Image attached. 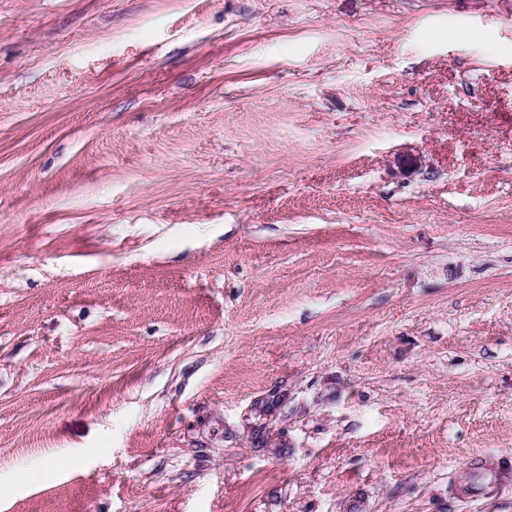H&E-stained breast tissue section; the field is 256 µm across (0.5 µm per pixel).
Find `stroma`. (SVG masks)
<instances>
[{"instance_id":"1","label":"stroma","mask_w":512,"mask_h":512,"mask_svg":"<svg viewBox=\"0 0 512 512\" xmlns=\"http://www.w3.org/2000/svg\"><path fill=\"white\" fill-rule=\"evenodd\" d=\"M485 456L512 0H0V512H512ZM512 484V465L488 458L471 462L464 484L454 485L452 492L462 500L484 498L503 485Z\"/></svg>"}]
</instances>
